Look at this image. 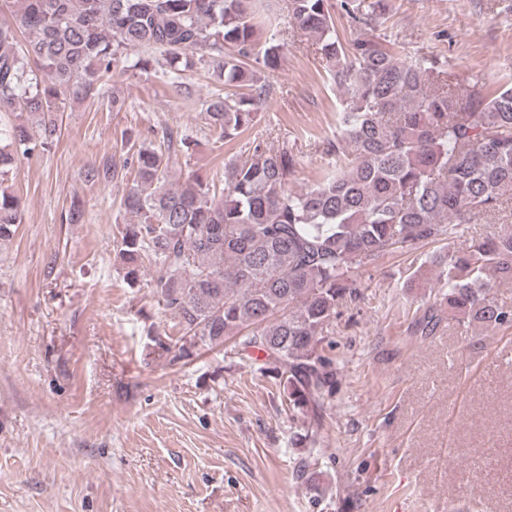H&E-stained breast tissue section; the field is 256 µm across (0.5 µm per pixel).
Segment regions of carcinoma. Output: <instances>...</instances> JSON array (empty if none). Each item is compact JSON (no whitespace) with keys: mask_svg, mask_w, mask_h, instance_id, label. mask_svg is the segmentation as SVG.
Returning <instances> with one entry per match:
<instances>
[{"mask_svg":"<svg viewBox=\"0 0 512 512\" xmlns=\"http://www.w3.org/2000/svg\"><path fill=\"white\" fill-rule=\"evenodd\" d=\"M252 0H0L13 22H0V243L24 219L20 198L1 187L20 158L52 147L62 92L98 94L101 77L165 57L177 87L207 66L224 85L202 101L216 140L232 144L251 132L274 88L254 65L273 68L283 37L264 39ZM354 22L368 25L382 0H343ZM288 17L317 45L341 90L339 128L347 152L317 185L294 191L288 148L248 137L216 178L167 182L168 159L154 148L133 155L135 177L118 230L124 279L133 285L142 262L159 267L150 287L182 331L155 333L148 348L169 363L192 359L199 345L234 339L236 354L283 382L288 410L302 419L293 436L308 455L319 452L324 403L336 363L323 346L343 301L357 298L352 276L379 257L412 250L480 217L488 224L512 191V87L493 94L471 80L448 83L435 58L405 59L373 38L343 42L327 0H286ZM110 160L85 179L112 180ZM448 312L487 326L512 324V307L493 290L512 281V229L463 253L433 260ZM436 304L412 323L433 336Z\"/></svg>","mask_w":512,"mask_h":512,"instance_id":"obj_1","label":"carcinoma"}]
</instances>
